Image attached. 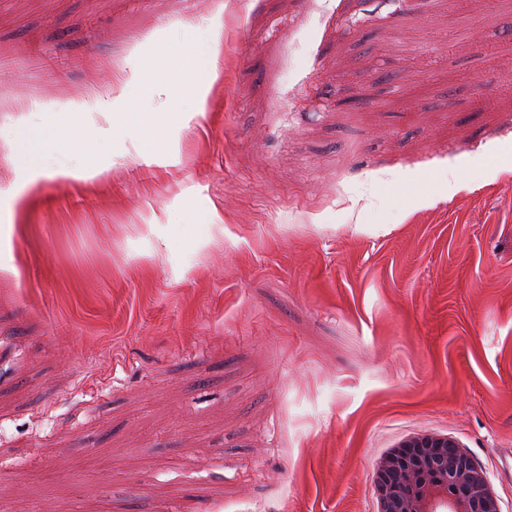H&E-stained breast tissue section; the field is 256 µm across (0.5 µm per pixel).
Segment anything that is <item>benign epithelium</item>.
<instances>
[{
  "label": "benign epithelium",
  "mask_w": 512,
  "mask_h": 512,
  "mask_svg": "<svg viewBox=\"0 0 512 512\" xmlns=\"http://www.w3.org/2000/svg\"><path fill=\"white\" fill-rule=\"evenodd\" d=\"M378 512H502L484 466L452 438L412 436L376 465Z\"/></svg>",
  "instance_id": "benign-epithelium-1"
}]
</instances>
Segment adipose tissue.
Wrapping results in <instances>:
<instances>
[{
    "mask_svg": "<svg viewBox=\"0 0 512 512\" xmlns=\"http://www.w3.org/2000/svg\"><path fill=\"white\" fill-rule=\"evenodd\" d=\"M224 22L215 19L211 24V38L204 57L184 54L177 58L178 66L197 72L198 80L191 93L176 86L167 87L165 94L171 105L165 115L164 124H156L142 120L140 114L124 107L120 98L98 97L99 112L107 118V126L103 128L104 136H111L113 126L117 123H137L139 141L133 153L128 156L129 163L147 159L155 150L163 126L180 127L190 120L191 116L204 115L206 111L207 91L210 84L218 77V68L223 57ZM66 139L69 146L82 147L83 138L74 127L62 125L54 114H47L40 122H22L15 136L7 141L6 146L12 159L18 160L24 176L23 190L35 193L41 180L53 181L78 180L82 182L101 181L109 178V169L92 164L75 169L60 164L46 167L42 159L56 139Z\"/></svg>",
    "mask_w": 512,
    "mask_h": 512,
    "instance_id": "adipose-tissue-1",
    "label": "adipose tissue"
}]
</instances>
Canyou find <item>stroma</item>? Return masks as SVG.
Returning a JSON list of instances; mask_svg holds the SVG:
<instances>
[{
	"label": "stroma",
	"mask_w": 512,
	"mask_h": 512,
	"mask_svg": "<svg viewBox=\"0 0 512 512\" xmlns=\"http://www.w3.org/2000/svg\"><path fill=\"white\" fill-rule=\"evenodd\" d=\"M217 15L205 117L125 165L97 95L138 53L125 101L163 122ZM511 27L497 0H0V143L56 112L92 152L45 165L112 169L20 207L0 153V512H377V461L427 433L512 512Z\"/></svg>",
	"instance_id": "stroma-1"
}]
</instances>
